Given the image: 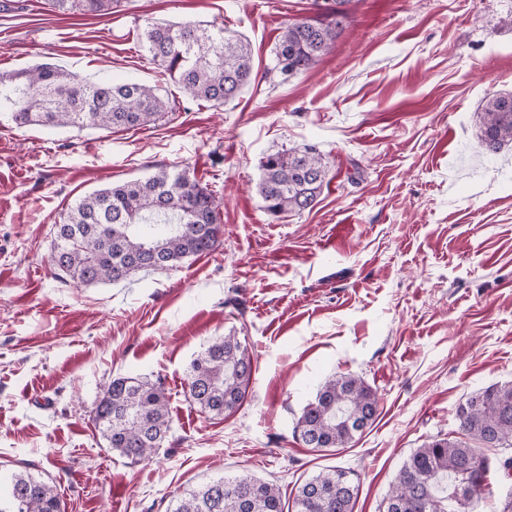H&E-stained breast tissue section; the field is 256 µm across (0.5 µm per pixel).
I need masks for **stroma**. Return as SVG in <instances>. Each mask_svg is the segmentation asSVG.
<instances>
[{"label": "stroma", "instance_id": "stroma-1", "mask_svg": "<svg viewBox=\"0 0 512 512\" xmlns=\"http://www.w3.org/2000/svg\"><path fill=\"white\" fill-rule=\"evenodd\" d=\"M333 0H121L60 18L0 0V74L51 63L157 89L171 109L132 129L20 127L0 116V470L53 482L67 512H169L187 490L251 475L293 498L330 466L354 470L353 512H380L411 452L455 430L457 403L512 381V144L478 139L488 94L512 92V0H351L309 70L271 73L282 29ZM222 25L249 43L253 79L215 108L143 47L152 24ZM316 147L329 163L313 208L270 215L266 155ZM181 165L217 190L215 250L118 284L55 278L51 229L79 197ZM245 338L255 373L241 407L201 414L191 361ZM380 399L350 447L293 435L332 374ZM118 376L162 380L171 431L151 459L110 451L92 417ZM492 491L512 493L490 448Z\"/></svg>", "mask_w": 512, "mask_h": 512}]
</instances>
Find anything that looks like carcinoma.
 <instances>
[{"label":"carcinoma","instance_id":"carcinoma-1","mask_svg":"<svg viewBox=\"0 0 512 512\" xmlns=\"http://www.w3.org/2000/svg\"><path fill=\"white\" fill-rule=\"evenodd\" d=\"M346 0L319 20L288 24L277 43L272 70L293 75L310 69L328 51L348 19ZM117 0H47L63 18L101 16ZM152 61L192 98L220 107L239 97L252 80L249 45L224 28L193 22L155 24L145 33ZM18 126L117 129L154 122L168 111L151 86L90 81L41 63L0 75V111ZM478 138L489 153L512 144V93L485 98ZM315 148L271 153L260 164L257 191L278 216L313 207L328 176ZM220 202L208 185L185 169L161 168L146 180L96 190L54 224L50 264L56 275L81 285L124 282L139 272L170 269L213 250L221 235ZM254 373L239 337L212 342L192 360L185 389L200 412L222 416L237 409ZM379 399L363 380L333 375L302 409L295 436L318 450L346 448L378 416ZM465 439L436 436L415 449L398 470L383 512H471L490 487L485 448L512 447V381L475 392L455 411ZM95 426L107 447L133 462L148 460L171 429L161 380L112 379L95 408ZM0 512H65L53 483L26 471L0 475ZM358 485L341 467L302 483L293 512H353ZM172 512H285L280 489L250 475L213 479L178 500Z\"/></svg>","mask_w":512,"mask_h":512}]
</instances>
